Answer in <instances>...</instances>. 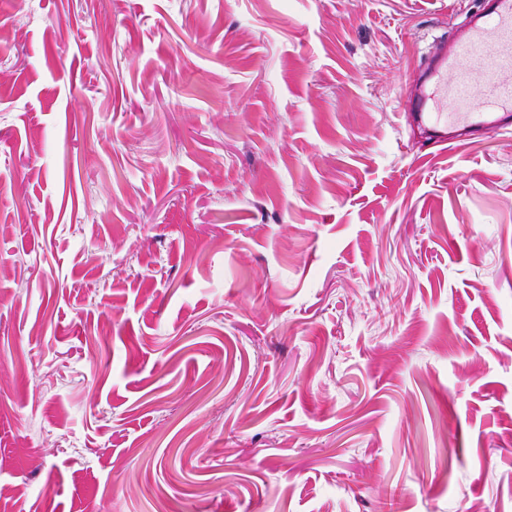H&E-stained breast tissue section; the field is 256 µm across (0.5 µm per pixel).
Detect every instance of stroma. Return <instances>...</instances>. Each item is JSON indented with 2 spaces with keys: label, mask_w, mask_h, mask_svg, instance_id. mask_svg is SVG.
<instances>
[{
  "label": "stroma",
  "mask_w": 512,
  "mask_h": 512,
  "mask_svg": "<svg viewBox=\"0 0 512 512\" xmlns=\"http://www.w3.org/2000/svg\"><path fill=\"white\" fill-rule=\"evenodd\" d=\"M482 0H0V512H512V131L404 100Z\"/></svg>",
  "instance_id": "obj_1"
}]
</instances>
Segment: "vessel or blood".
Segmentation results:
<instances>
[{"label":"vessel or blood","mask_w":512,"mask_h":512,"mask_svg":"<svg viewBox=\"0 0 512 512\" xmlns=\"http://www.w3.org/2000/svg\"><path fill=\"white\" fill-rule=\"evenodd\" d=\"M405 105L434 144L512 130V0H484L464 35L438 41Z\"/></svg>","instance_id":"vessel-or-blood-1"}]
</instances>
